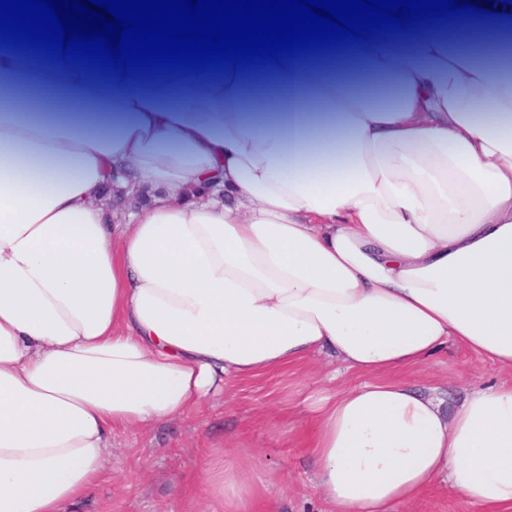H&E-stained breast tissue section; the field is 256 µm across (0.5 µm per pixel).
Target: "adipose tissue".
I'll use <instances>...</instances> for the list:
<instances>
[{
  "mask_svg": "<svg viewBox=\"0 0 512 512\" xmlns=\"http://www.w3.org/2000/svg\"><path fill=\"white\" fill-rule=\"evenodd\" d=\"M471 22L381 41L389 106L341 69L289 63L255 91L112 86L0 68V512H74L113 431L143 430L251 379L335 352L362 376L303 400L329 512H394L442 483L512 512V386L454 413L396 380L454 340L512 372V82ZM336 123L222 135L255 95ZM145 197L110 224L107 185ZM228 449L204 471L222 512H257L277 474Z\"/></svg>",
  "mask_w": 512,
  "mask_h": 512,
  "instance_id": "1",
  "label": "adipose tissue"
}]
</instances>
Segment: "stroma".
Listing matches in <instances>:
<instances>
[{
  "label": "stroma",
  "instance_id": "stroma-1",
  "mask_svg": "<svg viewBox=\"0 0 512 512\" xmlns=\"http://www.w3.org/2000/svg\"><path fill=\"white\" fill-rule=\"evenodd\" d=\"M399 379L426 394L455 404L466 393L488 385H512V374L449 342L425 364L399 372ZM360 381L340 371L331 352L284 373L233 383L223 401L143 431L112 436L107 470L79 512H211L213 503L199 480L201 470L230 447L260 453L254 480L276 471L273 512H323L313 489V461L301 444L299 412L304 396L327 390L341 393ZM396 512H480L477 505L440 485Z\"/></svg>",
  "mask_w": 512,
  "mask_h": 512
}]
</instances>
